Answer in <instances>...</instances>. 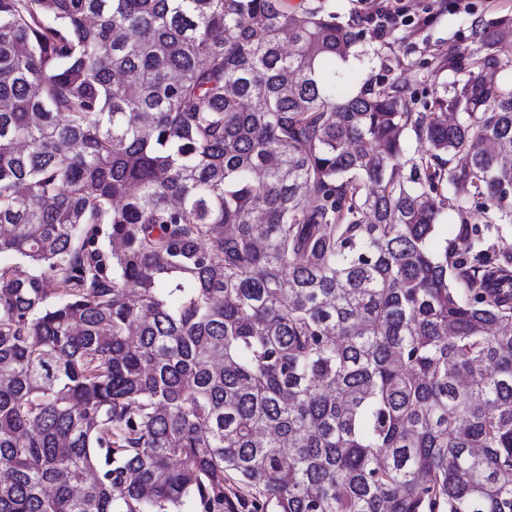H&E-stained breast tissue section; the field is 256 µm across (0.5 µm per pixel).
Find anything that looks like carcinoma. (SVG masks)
<instances>
[{"mask_svg":"<svg viewBox=\"0 0 512 512\" xmlns=\"http://www.w3.org/2000/svg\"><path fill=\"white\" fill-rule=\"evenodd\" d=\"M362 23L0 0V512H512V14L422 112Z\"/></svg>","mask_w":512,"mask_h":512,"instance_id":"obj_1","label":"carcinoma"}]
</instances>
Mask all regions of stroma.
<instances>
[{
	"instance_id": "1",
	"label": "stroma",
	"mask_w": 512,
	"mask_h": 512,
	"mask_svg": "<svg viewBox=\"0 0 512 512\" xmlns=\"http://www.w3.org/2000/svg\"><path fill=\"white\" fill-rule=\"evenodd\" d=\"M340 19L397 12V25L388 31L381 54L363 42L355 56L337 65L343 88L359 91L365 82L405 83L417 102L448 85L452 76L439 58L466 54L471 47L470 23L479 16L512 14V0H328Z\"/></svg>"
}]
</instances>
